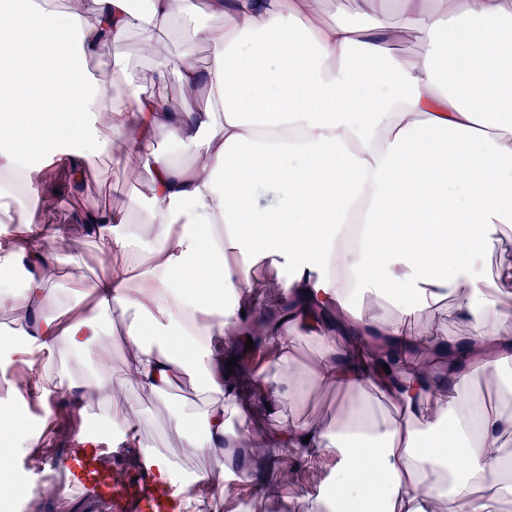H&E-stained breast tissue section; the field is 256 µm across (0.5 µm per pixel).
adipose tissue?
I'll return each mask as SVG.
<instances>
[{
    "label": "adipose tissue",
    "mask_w": 512,
    "mask_h": 512,
    "mask_svg": "<svg viewBox=\"0 0 512 512\" xmlns=\"http://www.w3.org/2000/svg\"><path fill=\"white\" fill-rule=\"evenodd\" d=\"M320 2L206 0L207 22L175 62L157 64L147 89L118 61L103 84L49 60L100 58L135 26L167 30L195 16V0H146L143 15L132 0H93L91 19L22 5L0 22V130L23 126L31 151L24 163L1 146L0 172L32 182L60 165L82 184L101 128L113 129L123 162L146 175L152 234L145 250L124 212L78 214L112 264L90 283L87 314L67 322L45 310L58 229L40 225L32 206L20 218L28 240L0 241V305L28 311L29 350L42 356L23 390L64 379L85 404L119 401L130 387L163 397L204 369L202 428L180 414L171 425L211 457L194 481L214 487L249 474L246 458L224 452L236 440L224 404L238 397L224 387L226 351L251 332L267 336L275 350L255 354L251 392L273 404L294 383L305 331L320 337L319 376L343 400L335 426L286 422L264 439L272 458L299 450L323 470L296 512H493L512 499L503 445L512 409L484 406L469 387L512 370V295L502 289L512 268L485 271L512 225V0H345L331 21ZM402 42L420 47L415 61L398 52ZM199 89L207 108L183 110ZM160 128L194 145L191 166L152 147ZM259 187L275 200L260 201ZM143 251L149 265L133 291ZM260 260L288 271V312L277 320L254 308ZM23 262L32 273L18 289L11 272ZM449 300L464 335L412 329L418 313ZM108 311L131 316L132 372L116 376L100 360L91 379L71 381L68 362L91 357ZM420 345L434 357L424 373L412 361ZM381 402L392 412L378 418Z\"/></svg>",
    "instance_id": "ef3b65f1"
}]
</instances>
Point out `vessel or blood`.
Instances as JSON below:
<instances>
[{"mask_svg":"<svg viewBox=\"0 0 512 512\" xmlns=\"http://www.w3.org/2000/svg\"><path fill=\"white\" fill-rule=\"evenodd\" d=\"M112 454L101 444L81 442L60 458H49L38 470L39 481L69 477V486L105 512H182V498L168 483L159 480L144 459L128 467L123 483L112 480Z\"/></svg>","mask_w":512,"mask_h":512,"instance_id":"vessel-or-blood-1","label":"vessel or blood"}]
</instances>
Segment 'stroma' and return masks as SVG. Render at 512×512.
Listing matches in <instances>:
<instances>
[{
    "instance_id": "stroma-1",
    "label": "stroma",
    "mask_w": 512,
    "mask_h": 512,
    "mask_svg": "<svg viewBox=\"0 0 512 512\" xmlns=\"http://www.w3.org/2000/svg\"><path fill=\"white\" fill-rule=\"evenodd\" d=\"M142 37L140 29H132L120 52L135 81L145 86L152 78L156 57H177L183 41L165 33L160 34L157 55L151 58L142 52ZM143 181V171L119 163L112 151L107 149L100 154L96 168L82 186L73 187L69 172L54 166L47 169L41 179L34 181L31 191L22 192L20 197L14 198L13 207L19 210L26 205L30 195H37L38 216L42 224H64L68 227L65 237L53 245L60 263L59 273L49 285L50 310L67 320L82 316L89 303L84 294V282L103 275L108 265L95 239L85 232L83 225L77 224L78 213L86 210H122L128 213L132 228L139 235H146L142 214L147 202L139 194ZM124 324L122 318L109 313L102 315L100 326L106 335L95 345L97 356L112 363L119 373L130 371L134 364L133 351L116 342L123 333ZM30 325L31 318L26 310L8 305L0 307V333L8 334L12 343L11 349H0V370L7 372L6 378H0V404L11 406L14 422L26 444L25 449L12 458L6 472L0 475V505L9 504V512H91L90 505L79 498L48 489H33L22 464L44 455L46 449L72 447L77 433L88 431L91 423L102 417L120 416L122 408L111 405L102 409L95 405L78 404L63 385L46 398L36 394L18 398L15 388L27 366L17 359L16 353L25 349ZM320 359L319 340L308 334L303 335L294 350L297 385L302 393L299 402L281 399L274 414L259 404L250 410L225 404L232 430L244 440L263 436L278 427L279 418L283 415L292 416L295 423L300 425L331 423L340 397L320 381L317 373ZM127 398L144 409L149 419L142 431L143 437L175 462L177 477L185 478L184 488L189 492L188 508L193 510L202 500L206 503L204 512H225L221 492L192 485L189 481L195 472L209 467L210 458L183 447L181 437L168 426L174 409L181 408L198 415L207 408L208 394L200 380L181 384L164 399L155 397L145 389L130 391ZM262 465V457H251V469H262ZM259 483V488L247 491L252 512H292V504L316 489L311 479L286 482L279 473L269 471H263Z\"/></svg>"
}]
</instances>
